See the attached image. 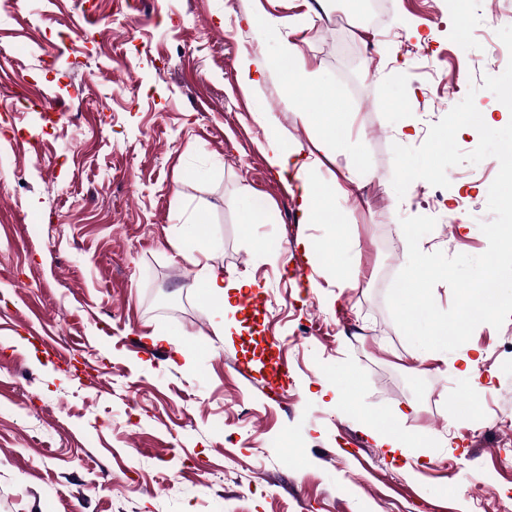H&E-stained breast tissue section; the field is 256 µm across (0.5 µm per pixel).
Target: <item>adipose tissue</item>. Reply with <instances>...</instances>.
<instances>
[{
  "instance_id": "1",
  "label": "adipose tissue",
  "mask_w": 512,
  "mask_h": 512,
  "mask_svg": "<svg viewBox=\"0 0 512 512\" xmlns=\"http://www.w3.org/2000/svg\"><path fill=\"white\" fill-rule=\"evenodd\" d=\"M249 23L264 37L275 40L279 53L273 58L243 56L239 66L241 81L247 85H256L271 73L289 72V97L296 101L309 97L318 99L323 113L328 117L322 128L316 129L311 149L284 142L269 145L265 149L270 167L277 169L282 180L295 184L302 223H325L336 188L322 184L318 174L324 160L334 158L335 142L344 127L340 101L335 89L311 82L301 48L276 23L255 14L250 16Z\"/></svg>"
}]
</instances>
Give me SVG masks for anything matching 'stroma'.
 <instances>
[{
  "mask_svg": "<svg viewBox=\"0 0 512 512\" xmlns=\"http://www.w3.org/2000/svg\"><path fill=\"white\" fill-rule=\"evenodd\" d=\"M255 12L289 28L350 114L342 155L321 169L329 182L348 163L361 172L337 195L334 223H301L265 159L269 133L308 149L313 130L284 74L240 84L242 55L278 50L247 24ZM356 12V0H0V512L512 502V427L495 423L512 413V318L428 359L386 304L407 262L401 218H436L428 252L488 247L480 224L497 167H451L443 201L419 207L427 183L397 197L391 145L420 146L471 89L489 127L512 121L482 87L512 0H471L465 41L455 0H385L373 27ZM406 97L412 109L399 107ZM259 105L268 125L253 117ZM196 209L209 264L257 293L220 323L199 266L175 246ZM306 238L357 287L314 276ZM313 319L321 334L303 335ZM156 330L171 344L152 345ZM462 352L479 358L482 381L466 412ZM280 366L275 397L267 381ZM342 377L349 410L327 394ZM379 412L421 433L409 459L363 431Z\"/></svg>",
  "mask_w": 512,
  "mask_h": 512,
  "instance_id": "1",
  "label": "stroma"
}]
</instances>
